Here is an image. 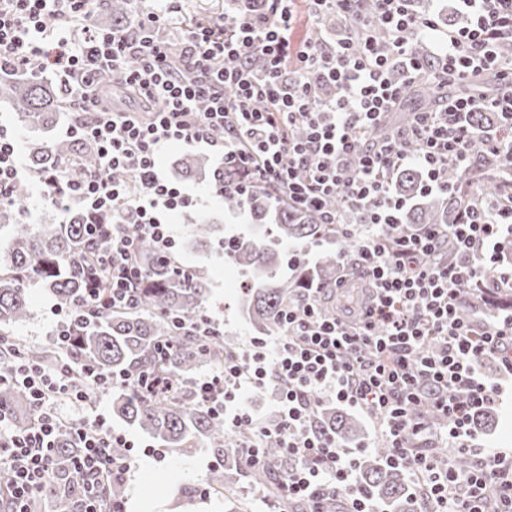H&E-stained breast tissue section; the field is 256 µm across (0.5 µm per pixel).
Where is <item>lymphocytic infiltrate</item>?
<instances>
[{"label": "lymphocytic infiltrate", "mask_w": 512, "mask_h": 512, "mask_svg": "<svg viewBox=\"0 0 512 512\" xmlns=\"http://www.w3.org/2000/svg\"><path fill=\"white\" fill-rule=\"evenodd\" d=\"M98 2L0 0V72L56 73L67 103L88 115L68 126L66 137L91 144L100 159L94 171L70 160L36 178L43 198L62 213L85 214L96 255L82 264L85 297L52 328L57 343L70 348L88 310L134 303L139 235L162 251L176 250L178 234L167 216L193 200L163 175L161 154L173 143L206 146L242 173L239 181L214 184L217 196L263 188L274 201L315 212L335 225L337 238H356L353 262L370 284L351 319L325 305L321 289H307L282 312L279 336L251 338L242 355L225 359L222 374L198 380L200 398L228 434L254 426L241 445L246 462L267 466L263 443L275 438L298 461L282 484L284 501L321 512L324 498L341 495L348 512H375L354 480L359 449L339 446L314 422L316 404L333 400L380 418L388 463L424 486L419 512H512V457L474 447L471 427L475 411L501 394L484 360L496 358L500 373L512 375V313L490 321L465 317L448 289L451 280H477L487 264L501 263V240L512 235V193L475 196L450 226L397 238L385 233L406 209L391 187L404 165L422 171L425 193L447 189L449 167L467 170L478 145L512 168V136L471 119L493 112L512 121V0H462L469 23L448 30L438 15L414 12L410 0H310V17L333 12L343 21L322 28L313 43L292 39L295 0H261L258 11L250 0H231L224 14L199 23L187 21L184 0H159L157 8L136 12L132 26L114 31L94 23ZM413 34L440 39V68L424 70ZM107 70L153 111L106 105L100 75ZM483 72L495 73L498 94L458 97L440 111L415 113L383 141H356L384 122L416 79L463 83ZM328 83L336 95L324 93ZM116 169L127 172L126 181L110 178ZM29 177L16 134L1 125L0 208L15 206L13 188ZM337 193L343 212L326 210V198ZM450 237L459 258L429 263ZM7 383L23 395L32 418L15 428L16 410L0 401V469L13 476L5 492L9 512H29L34 498L52 493L55 436L64 424L80 445L72 460L80 490L72 512H123L122 500H101L100 492L131 468L130 457L115 453L126 439L102 415L67 421L59 407L86 403L112 385L145 397L165 382L150 374L107 377L78 361L48 372L16 351L0 363V386ZM269 385L277 391L279 421L258 427L237 394ZM417 406L440 414L448 440L473 452L470 470L419 448L431 425L414 415Z\"/></svg>", "instance_id": "1"}]
</instances>
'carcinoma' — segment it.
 Wrapping results in <instances>:
<instances>
[{
    "label": "carcinoma",
    "instance_id": "1",
    "mask_svg": "<svg viewBox=\"0 0 512 512\" xmlns=\"http://www.w3.org/2000/svg\"><path fill=\"white\" fill-rule=\"evenodd\" d=\"M133 7L131 0H106L97 13V22L107 29L126 28ZM496 90L497 82L492 77H482L468 85L418 83L410 88L397 111L403 122L410 112L436 108L448 94L465 93L478 98ZM0 100L9 102L17 120L27 127H44L63 114L61 86L42 75L0 73ZM63 115L69 121L85 117L81 112ZM475 157L476 164L468 174L448 168V184L458 188L456 192L422 196L421 171L415 167L401 169L393 177V187L413 201L405 212V224H455L467 207L470 190L477 189L489 198L498 196L505 188L504 176L486 160L482 149L476 150ZM64 159H76L87 170L98 168L93 149L85 143L73 139L29 142L27 160L34 175L52 170ZM177 163L185 178L203 174L213 181L222 174L227 181L238 179L237 171L217 169L206 155H185ZM224 209L247 210L255 231L248 236L226 238L221 235V225L201 220L188 225L187 238L203 245L214 237L224 242V258L245 276L238 298L240 313L259 336L278 333L281 309L298 299L305 289L334 287L341 253L355 248L347 240L336 242L334 232L328 225L318 223L313 212L276 203L262 191L253 192L244 201L226 194ZM16 219V210L0 211V223L13 225L11 236L0 243V360L9 357V350L20 349L30 362L54 368L65 357L55 341L24 345L15 335V328L27 317L32 286L50 290L65 306L85 294L86 279L76 266L77 258L90 250L83 216L77 211L63 224H47L40 229ZM137 248L143 278L136 303L124 309L98 310L74 337L69 353L104 373L153 372L171 382L172 391L148 398L120 388L113 390L112 414L145 430L164 448L183 451L202 441L223 453L224 465L212 472L210 486L224 491L230 512H245V502L236 494V475L245 470L253 485L278 497V485L296 461L284 455L276 440L269 439L264 448L271 468L248 467L236 441L225 434L224 421L200 403L189 378L194 369L204 364L220 365L224 357L239 353V343L224 336L217 323L215 335L209 337L195 336L173 323L175 317L188 324L208 314L209 268H182L178 252H160L146 235L139 238ZM496 278L497 270L489 267L480 281L450 282L448 288L463 306L477 305L490 315L500 307L512 306L511 288H499L493 299H486L485 287ZM315 417L317 427L338 443L362 430L360 419L337 404L318 403ZM78 451V440L68 427L61 428L56 438L57 481L65 489L70 487V461ZM357 470L360 484L385 512H414L417 492L404 471L386 462V449L374 448L361 456Z\"/></svg>",
    "mask_w": 512,
    "mask_h": 512
}]
</instances>
